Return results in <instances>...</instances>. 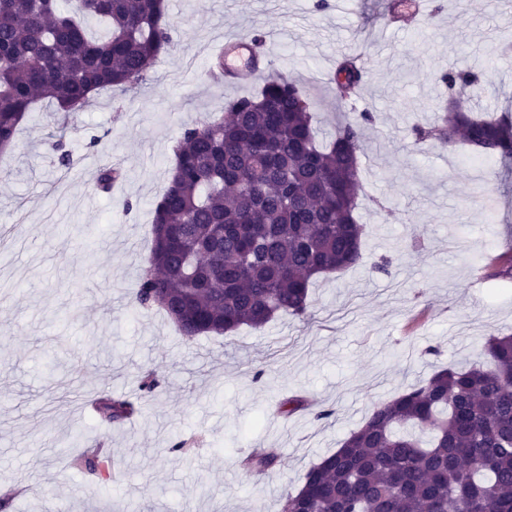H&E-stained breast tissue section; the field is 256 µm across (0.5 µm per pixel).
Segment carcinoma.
<instances>
[{"mask_svg": "<svg viewBox=\"0 0 512 512\" xmlns=\"http://www.w3.org/2000/svg\"><path fill=\"white\" fill-rule=\"evenodd\" d=\"M165 16V0H0V152L40 100L77 112L93 92L134 88L170 46ZM88 17L107 22L105 39L87 37ZM363 78L348 58L332 82L345 101ZM440 82L448 100L433 126L414 127L416 140L512 159V118L471 108L484 70L452 64ZM224 110L182 132L135 293L139 307L162 309L189 339L303 317L313 280L362 260L357 152L372 113L340 122L321 143L307 90L281 74ZM123 178L108 165L98 186L110 192ZM483 355L374 406L279 512H512V335H489ZM93 409L116 424L136 413L110 396ZM274 463L266 454L246 459L258 474ZM71 464L109 476L98 448Z\"/></svg>", "mask_w": 512, "mask_h": 512, "instance_id": "carcinoma-1", "label": "carcinoma"}]
</instances>
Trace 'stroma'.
<instances>
[{"label":"stroma","instance_id":"35a3bbf8","mask_svg":"<svg viewBox=\"0 0 512 512\" xmlns=\"http://www.w3.org/2000/svg\"><path fill=\"white\" fill-rule=\"evenodd\" d=\"M392 2L166 0L172 42L137 93L98 92L63 131L52 104L34 105L0 156V492L28 489L10 512H277L376 404L478 362L489 334H512V278L486 276L512 249V161L475 166L467 150L413 134L455 62L487 75L474 111L512 107V55L495 52L512 15L497 0H428L422 24L400 31ZM272 28L292 37L264 46L260 67L308 85L321 132L343 113L376 117L358 152L363 260L316 279L304 317L189 340L133 300L153 204L184 127L235 95L210 72L213 46ZM351 53L364 56L365 82L340 106L329 77ZM109 162L125 178L104 193ZM485 182L490 210L474 195ZM104 394L136 400L138 413L101 421L88 403ZM290 397L307 406L285 417ZM99 445L111 450L105 485L69 465ZM255 451L276 459L261 475L244 465Z\"/></svg>","mask_w":512,"mask_h":512}]
</instances>
